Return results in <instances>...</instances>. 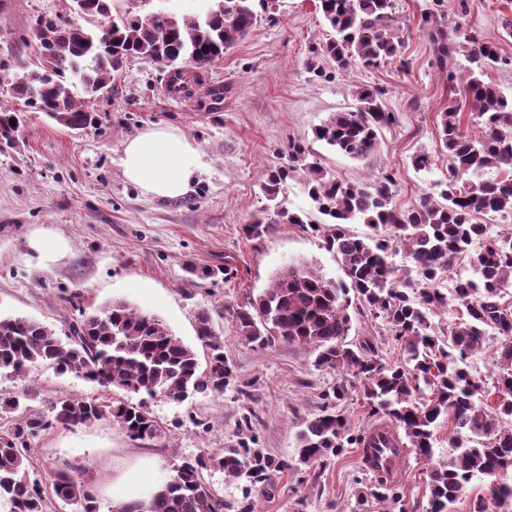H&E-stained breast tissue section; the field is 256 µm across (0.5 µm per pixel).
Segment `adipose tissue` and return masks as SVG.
Returning a JSON list of instances; mask_svg holds the SVG:
<instances>
[{"mask_svg": "<svg viewBox=\"0 0 512 512\" xmlns=\"http://www.w3.org/2000/svg\"><path fill=\"white\" fill-rule=\"evenodd\" d=\"M120 166L143 195L177 199L188 192L202 160L198 145L179 128L154 124L126 140Z\"/></svg>", "mask_w": 512, "mask_h": 512, "instance_id": "adipose-tissue-1", "label": "adipose tissue"}]
</instances>
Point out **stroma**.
Wrapping results in <instances>:
<instances>
[{"label":"stroma","mask_w":512,"mask_h":512,"mask_svg":"<svg viewBox=\"0 0 512 512\" xmlns=\"http://www.w3.org/2000/svg\"><path fill=\"white\" fill-rule=\"evenodd\" d=\"M317 0H277L274 8L224 56L201 72L191 96L166 92L164 74L146 59L130 60L107 96L91 107L95 126L71 130L28 109L13 145L0 148V314L37 319L65 334L79 310H98L115 299L159 316L192 347L200 363L206 348L195 332L197 313L219 311L215 328L224 339L234 378L223 391L174 403L158 397L148 408L162 429L152 441L130 439L104 419L69 429L52 427L29 442L31 474L46 486L45 512H79L50 493L52 474L70 469L96 491L99 512H111L113 478L145 461L168 475L180 456L237 447L241 415L254 414L259 445L283 460L296 452L300 424L318 413L336 373L313 365L309 348L274 341L248 343L236 332L234 308L268 288L291 263H307L335 281L345 278L340 262L303 228L277 224L262 239L242 232L266 200V173L288 163V143L311 140L331 113L352 108L354 86L379 87L383 105L396 115L378 134L377 151L363 159L322 143L313 150L321 164L347 180L363 182L392 173L395 204L407 208L435 181L448 162L436 136L442 112L453 98L432 63L426 32L417 23L433 0H395L404 28L406 67L355 65L337 70L321 46L327 28ZM69 0H0V68L22 71L35 57L33 26L38 15L64 12ZM512 0H476L468 25L512 58V39L501 35ZM316 62L309 70L308 62ZM219 87L221 99L209 91ZM179 128L199 147L203 168L190 191L175 200L143 196L119 166L124 142L152 124ZM427 153L430 171H415L411 159ZM220 265L227 276L190 281L186 264ZM348 340L372 343L386 363L401 347L382 320L353 316ZM30 387L40 400L68 394L100 397L96 384L60 375L47 365L29 367L18 379L1 378L0 390ZM395 482L406 512H425L431 464L403 446ZM350 447L327 464L271 475L267 495L244 496L241 483L214 467L204 481L225 502L251 500L257 512H382L368 490L376 477Z\"/></svg>","instance_id":"obj_1"}]
</instances>
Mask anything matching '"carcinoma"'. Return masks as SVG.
<instances>
[{
	"label": "carcinoma",
	"instance_id": "1",
	"mask_svg": "<svg viewBox=\"0 0 512 512\" xmlns=\"http://www.w3.org/2000/svg\"><path fill=\"white\" fill-rule=\"evenodd\" d=\"M85 2L90 21L76 26L67 12L52 15L47 30L35 28L39 56L32 65L21 74L0 73V86L7 85L12 98L73 130L96 122L88 102L100 89L113 88L115 74L134 58L148 59L165 71L175 95H191L200 84V70L222 61L275 5V0H202L197 15H172L156 26L140 19L150 7L145 0H129L131 6L116 13L115 0ZM317 2L330 29L321 53L337 69L356 62L377 68L402 56L403 41L391 33L401 24L393 12L394 0ZM453 13L462 20L453 30L430 8L418 19V28L428 31L433 63L445 75L448 90L458 95L457 105L441 114L438 125L448 155V177L438 182L442 189L401 210L393 204L396 180L391 173L351 182L323 167L309 143H290L291 163L268 171L262 192L269 204L243 225V233L256 240L274 224L307 226L340 260L349 283L292 264L233 313L245 341L261 348L276 339L299 343L315 354V367L359 378L371 413L388 417L427 460L434 455L440 420H448V459L430 470L426 512H451L474 478L495 479L512 467V427L504 426L512 419V306L504 300L512 288V236L487 232L489 224L512 222V99L484 79L487 70L511 66L512 61L501 56L496 44L467 31L469 0H457ZM101 25L110 27V40L98 34ZM44 53L53 59L49 68L39 64ZM459 55L468 62L462 70L451 65ZM382 95L377 87H355L354 108L331 113L314 129L313 141L353 159L369 156L379 145L380 129L396 122L395 113L384 109ZM464 109L476 118L477 130L471 134L462 131ZM21 124L20 113L0 105V146L15 141ZM297 170L306 173L307 193L327 223H315L279 200ZM349 224H365L372 233L352 234ZM399 244L408 250L419 288L396 282L392 256ZM461 260L472 274L458 270L448 295L436 283ZM186 272L191 279L214 281L226 275V269L214 266L189 265ZM353 298L401 342L399 362L388 365L369 347L355 348L346 341ZM450 298L463 308L462 316L440 336L429 318L447 307ZM491 332L498 336V373L489 387L467 359ZM196 333L209 349L203 372L195 350L177 339L160 317L122 299L92 313L79 310L63 338L39 320L0 315V376H20L32 365L47 364L61 375L72 373L125 394L108 403L59 395L41 411L28 405L38 398L36 391H1L0 414L18 416L0 432V506L6 512H44L45 490L31 478L28 460V441L38 432L52 425H91L108 416L131 439L152 441L161 429L146 400L162 397L180 403L191 392L224 389L233 370L211 310L198 312ZM351 392L349 380L338 378L326 405L303 421L296 434V464H324L354 444L379 469L390 471L395 451L389 440L371 428L353 435L336 412ZM131 395L140 399L133 402ZM241 423L250 437L240 447L180 457L173 474L149 500L119 505L113 512H224L229 505L204 482V470L221 468L227 477L254 487L289 467L254 447L252 416H243ZM52 489L61 501L79 504L82 512H98L92 486L72 471H55ZM369 492L378 502H402L385 476Z\"/></svg>",
	"mask_w": 512,
	"mask_h": 512
}]
</instances>
